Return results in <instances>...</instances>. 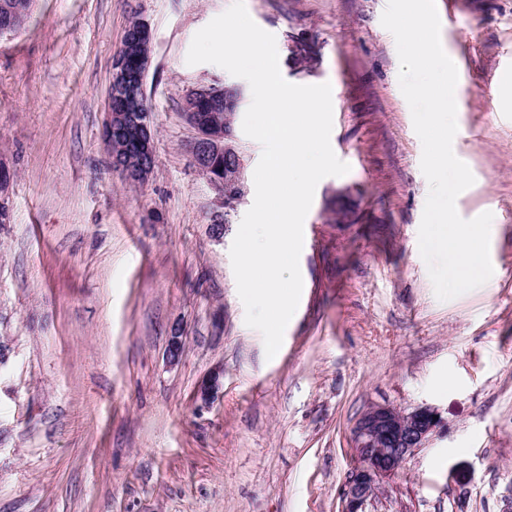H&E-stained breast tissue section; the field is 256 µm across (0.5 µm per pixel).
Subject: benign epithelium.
<instances>
[{"mask_svg":"<svg viewBox=\"0 0 512 512\" xmlns=\"http://www.w3.org/2000/svg\"><path fill=\"white\" fill-rule=\"evenodd\" d=\"M151 44V30L143 20L123 38L112 62L103 131L113 170L125 181L138 184L149 179L155 166V128L144 93ZM182 108L186 122L197 131L192 147L196 168L217 191L221 203L230 208L244 192V162L233 135L224 132L219 113L197 112L194 96H184ZM222 156L236 162L226 179L213 173V159ZM221 378L222 372H212L197 391V400L208 404L221 388ZM435 415L437 412L427 407L405 413L388 405H373L359 416L349 438L354 463L344 482L342 512H366L384 482L441 426Z\"/></svg>","mask_w":512,"mask_h":512,"instance_id":"1","label":"benign epithelium"}]
</instances>
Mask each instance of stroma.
Wrapping results in <instances>:
<instances>
[{
  "label": "stroma",
  "mask_w": 512,
  "mask_h": 512,
  "mask_svg": "<svg viewBox=\"0 0 512 512\" xmlns=\"http://www.w3.org/2000/svg\"><path fill=\"white\" fill-rule=\"evenodd\" d=\"M231 4L33 0L0 36V512H340L350 430L373 404L430 407L442 425L368 512H512V0H436L458 70L453 151L475 178L456 209L493 215L492 277L448 301L419 251L429 186L387 0H245L287 81L330 83L331 146L350 166L316 187L300 302L271 359L230 258L262 147L235 128L244 193L224 210L182 114L201 84L251 103L244 79L186 62ZM134 16L152 32L143 185L102 141Z\"/></svg>",
  "instance_id": "obj_1"
}]
</instances>
